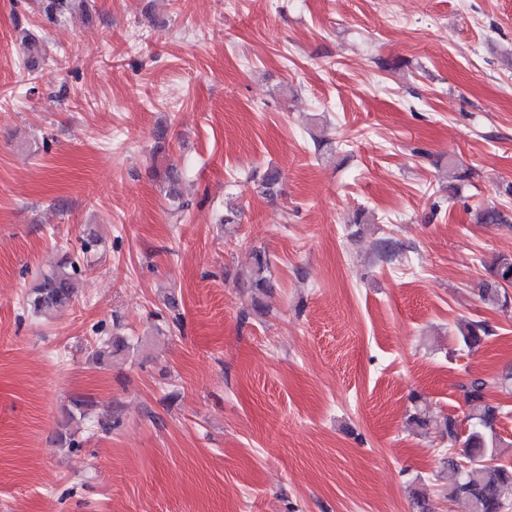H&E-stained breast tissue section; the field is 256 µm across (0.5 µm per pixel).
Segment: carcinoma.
<instances>
[{"instance_id":"carcinoma-1","label":"carcinoma","mask_w":512,"mask_h":512,"mask_svg":"<svg viewBox=\"0 0 512 512\" xmlns=\"http://www.w3.org/2000/svg\"><path fill=\"white\" fill-rule=\"evenodd\" d=\"M76 0H40V9L47 22L57 24L73 8ZM27 63L34 67L42 55L40 37L27 32L23 36ZM174 209L187 206L183 200L180 185L183 172L175 163H169L160 174ZM257 190L273 198L280 194L281 173L279 169L268 167L262 173L253 175ZM480 224L512 225V215L496 206H486L478 210ZM268 261L266 255L256 251L252 255L249 271L242 278L248 288L264 292L269 288ZM86 269L80 263L66 256L47 271L40 273L36 287L28 294L26 305L33 315L45 314L72 303L78 297V284ZM491 281L484 284L482 298L492 303L500 301L501 282L512 280V257L500 256L490 269ZM492 335L486 324L469 322L460 328V339L464 345L474 347ZM129 349L125 337L113 333L108 339L97 343L93 351L96 361L103 362ZM512 381V370L507 369L502 376L493 379L476 378L461 386L466 403L472 405L473 424L465 438L464 457L471 466L464 469L453 453L446 454L443 464L448 471V485L445 488L448 500L460 506L461 512H502V493L512 487V465L499 462L501 439L496 433L499 420V407L492 404L487 394L493 387L504 386Z\"/></svg>"}]
</instances>
